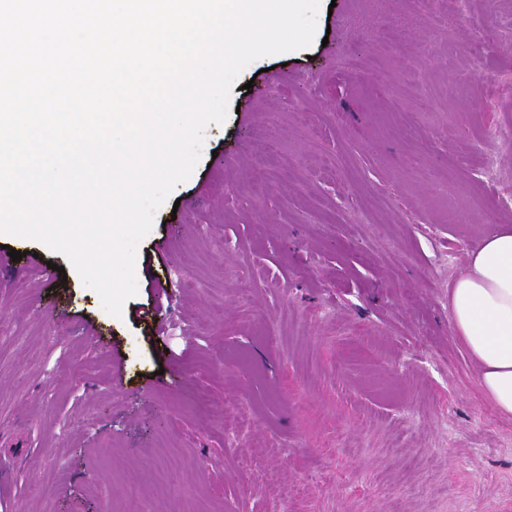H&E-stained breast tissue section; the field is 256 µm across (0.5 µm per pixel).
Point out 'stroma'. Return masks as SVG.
<instances>
[{"label": "stroma", "instance_id": "obj_1", "mask_svg": "<svg viewBox=\"0 0 512 512\" xmlns=\"http://www.w3.org/2000/svg\"><path fill=\"white\" fill-rule=\"evenodd\" d=\"M497 224L512 0H321L234 83L122 317L0 268V512H125L131 471L141 512H512V419L448 310Z\"/></svg>", "mask_w": 512, "mask_h": 512}]
</instances>
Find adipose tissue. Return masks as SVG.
<instances>
[{
	"mask_svg": "<svg viewBox=\"0 0 512 512\" xmlns=\"http://www.w3.org/2000/svg\"><path fill=\"white\" fill-rule=\"evenodd\" d=\"M452 331L477 369L486 399L512 418V225L499 224L468 252L448 290Z\"/></svg>",
	"mask_w": 512,
	"mask_h": 512,
	"instance_id": "ef3b65f1",
	"label": "adipose tissue"
}]
</instances>
